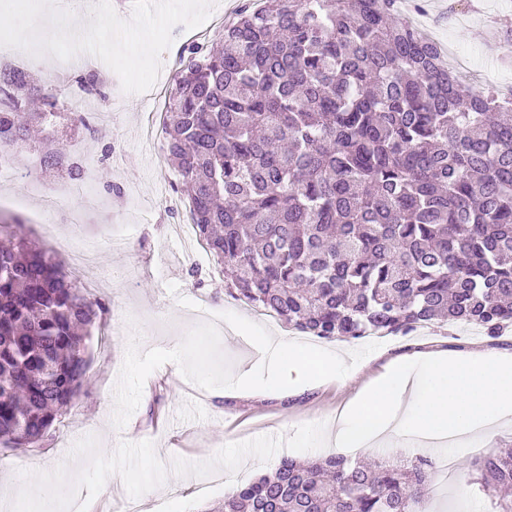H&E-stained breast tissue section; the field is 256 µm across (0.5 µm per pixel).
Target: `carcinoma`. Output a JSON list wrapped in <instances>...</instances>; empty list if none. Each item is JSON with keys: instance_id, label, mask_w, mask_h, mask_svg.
Here are the masks:
<instances>
[{"instance_id": "obj_1", "label": "carcinoma", "mask_w": 512, "mask_h": 512, "mask_svg": "<svg viewBox=\"0 0 512 512\" xmlns=\"http://www.w3.org/2000/svg\"><path fill=\"white\" fill-rule=\"evenodd\" d=\"M166 154L228 291L322 339L512 323V112L459 81L397 0H262L187 47ZM31 76L0 74V147ZM102 303L0 218V446L34 448L87 380ZM429 456L278 466L219 512H428ZM512 512V448L477 464Z\"/></svg>"}]
</instances>
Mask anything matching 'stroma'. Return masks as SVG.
<instances>
[{
    "mask_svg": "<svg viewBox=\"0 0 512 512\" xmlns=\"http://www.w3.org/2000/svg\"><path fill=\"white\" fill-rule=\"evenodd\" d=\"M242 0H216L200 28L176 26L161 56L157 92L169 94L181 67L182 49L216 38L235 17ZM401 13L442 48L467 59V80L478 90L512 84V50L505 29L512 26V0H399ZM38 93L58 88V117L49 132L69 165L82 166L84 154L96 160L93 192L98 205L72 227L66 213L50 219L65 233L93 242L95 250L82 274L105 307L88 341V379L71 411L56 422L39 447L0 450V477L21 498L17 512H28L40 497L67 508L81 490L93 512H205L223 501L228 485H242L273 469L284 456L301 460L333 455L320 423L336 413L401 355L444 351L512 350V327L491 339L467 324H431L383 341L346 343L345 382L328 383L295 397L247 399L216 397L237 364L254 365L252 350L232 337L233 324L259 335L297 336L280 321L227 293L223 278L211 271L212 258L184 239L189 223L181 178L169 163L164 136L143 131L161 124L152 98L127 94L106 66L33 57L26 66ZM101 80V95H86L87 73ZM85 99L89 116L112 115L99 138L70 121L66 102ZM21 169L0 180V214L24 219L27 233L49 243L39 214L42 193L71 185L67 168L40 165L37 144L18 148ZM120 193H113V186ZM163 392L162 416H149L156 392ZM512 446V426L473 436L465 450L437 447L455 465ZM434 512H494L491 493L479 480L463 484L435 477L428 486Z\"/></svg>",
    "mask_w": 512,
    "mask_h": 512,
    "instance_id": "1",
    "label": "stroma"
}]
</instances>
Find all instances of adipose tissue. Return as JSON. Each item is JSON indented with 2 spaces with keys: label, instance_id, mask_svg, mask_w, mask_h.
<instances>
[{
  "label": "adipose tissue",
  "instance_id": "ef3b65f1",
  "mask_svg": "<svg viewBox=\"0 0 512 512\" xmlns=\"http://www.w3.org/2000/svg\"><path fill=\"white\" fill-rule=\"evenodd\" d=\"M245 330L235 333L269 365L278 388L297 394L347 373L341 355ZM501 423H512V352L434 354L392 361L329 421L326 438L337 448H375L458 439Z\"/></svg>",
  "mask_w": 512,
  "mask_h": 512
}]
</instances>
